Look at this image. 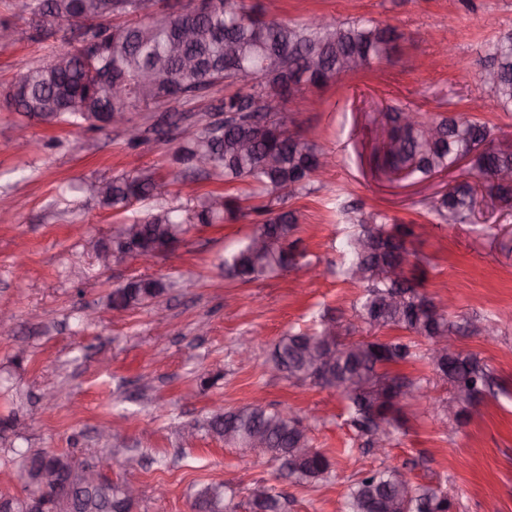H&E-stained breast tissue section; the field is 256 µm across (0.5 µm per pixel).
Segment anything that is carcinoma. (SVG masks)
<instances>
[{
	"label": "carcinoma",
	"instance_id": "1",
	"mask_svg": "<svg viewBox=\"0 0 512 512\" xmlns=\"http://www.w3.org/2000/svg\"><path fill=\"white\" fill-rule=\"evenodd\" d=\"M123 13L127 20L99 24L108 53L84 58L71 47L61 50L51 66L24 72L6 91L5 100L16 112L57 124L81 126L91 114L103 109V92L98 82L110 75L122 81L128 91L112 100V111L138 112L144 107L160 108L174 100L172 87L180 99L190 101L203 96L220 82L243 83L237 91L224 95L209 111H238L237 118L224 121L220 136L209 134L215 123L179 137L176 163L185 170L196 169V161H210L207 172L230 184L242 181L251 196L265 198L268 204L252 211L263 216L255 222L251 234L236 249L224 255V278L240 283L259 280L283 272L304 257L295 237L298 217L294 212L275 209L290 194L307 190L313 180L312 167L327 154L306 140L297 141L283 120L282 112H250L267 96L288 98V93L304 87L319 88L335 79L343 58L355 56L359 67L374 61L390 60L395 49V31L370 20H328L321 25L313 20L292 24L265 19L247 0H214L211 7L192 17L174 18L166 13L144 14L141 0H128ZM101 0H22V9L36 22L40 11L54 18L53 27L61 31L73 18L98 15ZM234 45L236 56L230 60L226 48ZM487 67L494 71L493 82H484L499 107L512 112V33L499 36L490 44ZM415 112L411 124L399 121L403 112ZM386 167L404 169L411 178L423 181L438 172L453 168L463 156H470L473 169L485 179L488 192L500 200L512 199V188L492 181L496 173L512 174V152L505 153L488 144L492 129L472 117L430 119L409 106L392 107L386 113ZM484 142L486 149L473 152ZM162 184L154 172L135 168L131 173L103 182L104 192L95 195L100 203L117 212L135 202L164 197L157 191ZM475 187L468 182L448 189L433 205L441 223L466 224L473 214ZM242 210L240 199L211 194L200 200L190 212L153 209L141 218L125 219L112 233V249L128 257L135 256L122 226L140 227L136 242L166 244L184 237L195 224H215L233 219ZM386 216L371 212L351 217L354 231L345 242L346 277L363 285L364 293L357 312L374 313V326L398 328L413 337L448 336L453 324L445 312L430 315L434 301L418 291L407 277L388 278L389 267L407 255L406 238L413 228L405 224H385ZM166 291L158 279L137 278L130 288H116L108 297L111 309L125 311L147 306ZM326 322L312 332L291 333L282 337L271 354L274 365L288 371V378L310 381L322 388L334 389L349 401L353 424L359 429L388 435L397 423L391 415L387 387L401 380L386 370L415 356L409 342L378 339L340 341L338 356L330 366L321 363L322 345L318 337ZM451 392V401L460 410L456 419L468 422L463 407L478 403L492 376L487 365L474 355L458 354L446 366H434ZM219 439L231 438L235 446L260 448L274 461L288 463L298 482L325 477L332 462L323 452L300 455L299 448L311 447L307 429L299 420L278 411L249 404L229 412H214L201 425ZM18 478L25 481L26 496L38 488L28 483L31 474L30 451H16ZM397 470H376L353 484L345 499L344 512H384L382 504L399 501L398 508L408 512H428L433 504L438 512H448L444 494L411 482L399 481ZM122 492L86 484L72 492L75 512H110ZM256 512H279V499L261 493L254 499ZM197 512H233L224 503L222 485L204 486L198 493Z\"/></svg>",
	"mask_w": 512,
	"mask_h": 512
}]
</instances>
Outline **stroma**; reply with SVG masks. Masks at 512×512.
Returning <instances> with one entry per match:
<instances>
[{"label": "stroma", "instance_id": "obj_1", "mask_svg": "<svg viewBox=\"0 0 512 512\" xmlns=\"http://www.w3.org/2000/svg\"><path fill=\"white\" fill-rule=\"evenodd\" d=\"M256 2L271 19H365L400 35L391 62L285 104L290 130L335 157L308 190L288 199L315 274L225 280L221 259L253 230L258 216L251 211L196 225L172 253L109 270L85 247L88 238L111 235L120 217L75 185L128 173L130 159L171 181L170 207L191 209L210 193H247L244 183L180 176L177 141L150 131L165 111L179 113L185 125L199 124L225 85L189 103L170 102L162 112L134 113L146 131L134 147L120 129L50 126L11 111L0 98V308L14 314L12 333L0 336V421H17L0 439V493L22 492L8 463L16 443L72 454L116 483L127 476L126 459H140L133 512H192L197 491L209 483L223 484L236 512H253L260 492L282 494V512H341L349 486L384 468L446 494L449 512H512V205L483 194L469 223H438L431 210L437 199L458 181L479 184L471 164L394 183L383 176L377 149L389 107L408 105L436 117L467 114L475 101L495 143H512V112L502 111L477 79L489 44L512 32V0ZM0 22L15 31L0 44L2 91L28 68L50 64L64 42L61 33L36 29L19 0H0ZM22 130L30 147L21 155L13 143ZM342 205L413 225L407 247L423 273L422 293L449 309L456 350L483 359L495 378L470 408L468 423L449 424L438 409L449 387L423 358L427 340L418 339L417 358L389 372L420 381L431 399L402 404L384 455L352 425L348 403L335 390L290 380L269 361L282 336L325 317L344 324L353 340L408 338L399 329H370L353 309L361 289L339 270L350 230L338 212ZM135 277L170 287L153 304L113 316L109 293ZM89 309L99 313L90 323ZM489 320L497 336L472 331V323ZM245 337L254 340L248 360L239 355ZM258 392L270 408L302 420L313 447L331 458L327 479L291 482L261 451L195 430L214 410L247 406ZM116 419L125 422L124 432L101 438L99 427Z\"/></svg>", "mask_w": 512, "mask_h": 512}]
</instances>
